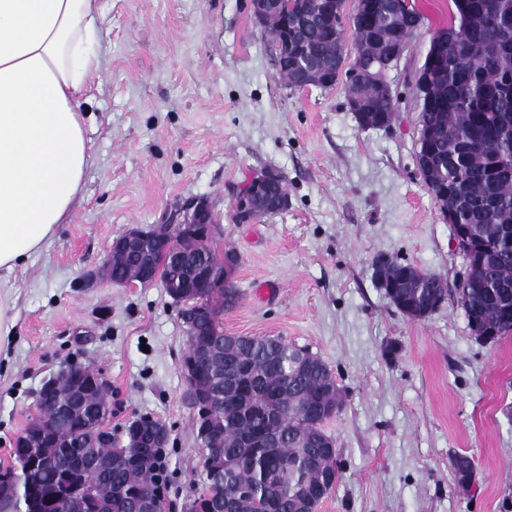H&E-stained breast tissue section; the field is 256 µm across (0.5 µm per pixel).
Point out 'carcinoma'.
<instances>
[{
	"label": "carcinoma",
	"mask_w": 512,
	"mask_h": 512,
	"mask_svg": "<svg viewBox=\"0 0 512 512\" xmlns=\"http://www.w3.org/2000/svg\"><path fill=\"white\" fill-rule=\"evenodd\" d=\"M372 9L350 19L354 44L364 47L366 58L382 54L385 45L403 33L393 0H369ZM452 21L437 28L432 38L445 39L435 59L442 71L431 91L432 104L421 122L432 129L429 149L439 159L435 178L441 180L456 202L457 221L471 230L477 253L470 272L458 285L457 295L465 317L512 335V248L501 241V231L512 227V0H452ZM322 0H295L289 13L288 50L300 49L319 67L336 65V50L345 45L344 25L329 30L323 24ZM498 13L503 28L495 32L483 16ZM465 25L468 41L452 40L453 28ZM346 97L364 93L375 113L394 112V99L379 98L343 78ZM181 248L190 258L176 270L164 259L153 261L156 280L203 278L206 268L232 254L204 253L192 240ZM138 256L119 255L112 260V279L122 280L137 265ZM381 277L395 291L397 310L424 313L438 293L448 290L443 278L410 264H388ZM200 308L209 315L207 327L188 333L187 350L205 347L208 360L197 363L195 379L214 401L213 430L196 440L199 454L224 474L228 492L252 486L261 492L269 512H298L301 499H320L325 477L336 474V446L323 424L339 412L340 390L332 370L308 350L279 336H229L222 315L238 301L237 289L223 294L196 289ZM262 437L260 448L245 446V439ZM58 436L45 435L35 451L12 449L5 468L21 480L20 512H53L58 475L30 465L33 457L55 452ZM93 458L112 456V448L94 436L85 440ZM162 449L154 448L131 466L92 469L84 481L100 493L99 512H133L130 503L112 497L111 490L126 486L152 492L165 501L168 486ZM224 496L200 495L189 512H245Z\"/></svg>",
	"instance_id": "carcinoma-1"
}]
</instances>
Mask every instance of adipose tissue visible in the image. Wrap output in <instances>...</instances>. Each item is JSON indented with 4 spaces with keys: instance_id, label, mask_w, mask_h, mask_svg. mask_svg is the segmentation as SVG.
<instances>
[{
    "instance_id": "ef3b65f1",
    "label": "adipose tissue",
    "mask_w": 512,
    "mask_h": 512,
    "mask_svg": "<svg viewBox=\"0 0 512 512\" xmlns=\"http://www.w3.org/2000/svg\"><path fill=\"white\" fill-rule=\"evenodd\" d=\"M101 0H0V272L69 223L92 161Z\"/></svg>"
}]
</instances>
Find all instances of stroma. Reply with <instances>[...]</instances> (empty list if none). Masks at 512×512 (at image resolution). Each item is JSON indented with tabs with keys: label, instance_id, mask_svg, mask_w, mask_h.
<instances>
[{
	"label": "stroma",
	"instance_id": "1",
	"mask_svg": "<svg viewBox=\"0 0 512 512\" xmlns=\"http://www.w3.org/2000/svg\"><path fill=\"white\" fill-rule=\"evenodd\" d=\"M414 2L424 25L388 72L395 119L374 129L342 89L286 85L249 0H102L86 195L5 283L15 326L0 337V467L44 381L77 361L109 382L114 435L141 416L169 427L166 512H186L204 480L180 307L158 282L86 290L80 278L126 226L150 228L204 195L222 228L214 249L239 256L225 332L307 348L341 391L324 425L341 475L317 512H512V335L477 340L453 293L410 320L374 280L378 256L452 289L464 273L415 165V76L452 3ZM266 168L285 176L287 210L237 223L236 187ZM459 455L472 462L466 489Z\"/></svg>",
	"mask_w": 512,
	"mask_h": 512
}]
</instances>
